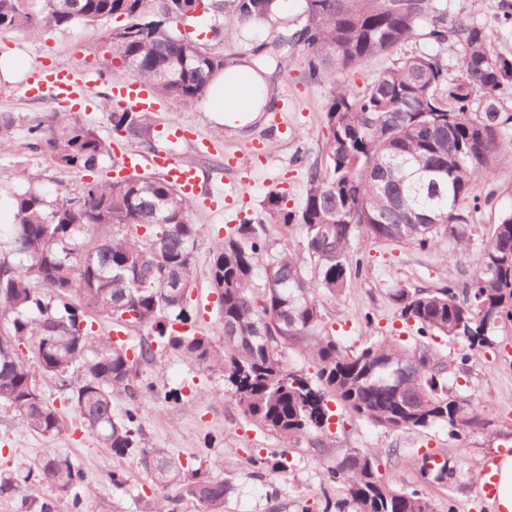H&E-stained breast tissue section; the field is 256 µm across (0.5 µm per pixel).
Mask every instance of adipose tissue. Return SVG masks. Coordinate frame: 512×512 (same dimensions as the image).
<instances>
[{"label":"adipose tissue","instance_id":"ef3b65f1","mask_svg":"<svg viewBox=\"0 0 512 512\" xmlns=\"http://www.w3.org/2000/svg\"><path fill=\"white\" fill-rule=\"evenodd\" d=\"M265 79L243 63H234L212 80L208 92V110L213 118L225 113H241L251 121L268 103Z\"/></svg>","mask_w":512,"mask_h":512}]
</instances>
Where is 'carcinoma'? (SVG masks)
<instances>
[{
    "instance_id": "obj_1",
    "label": "carcinoma",
    "mask_w": 512,
    "mask_h": 512,
    "mask_svg": "<svg viewBox=\"0 0 512 512\" xmlns=\"http://www.w3.org/2000/svg\"><path fill=\"white\" fill-rule=\"evenodd\" d=\"M305 22L274 45L253 49L256 68L293 43L306 53L308 75L330 85L324 164L309 167L302 207L290 211L273 193L271 216L302 231L299 253L274 250L262 224L237 225L213 242L206 278L217 296L224 338L184 329L195 315L190 292L199 273L195 253L205 227L190 219L193 199L154 174L82 182L55 194L23 167L5 191L15 223L0 233V406L17 424L43 437L65 430L45 397L48 377L66 396L85 429L116 457L134 456L160 490L175 486L198 512H224L234 484L209 472L184 470L166 448L149 445L136 402L153 391L144 382L157 349L179 352L208 370L224 372L241 414L285 447L321 442L311 434L340 403L356 418L388 430L448 425L452 435L481 425L471 403L448 389L447 365L426 338H464L470 349L489 344L491 323L512 319V209L489 231L481 265L465 296L457 286H400L389 298L412 321L413 348L368 337L348 350L325 334V304L340 299L362 259L353 242L411 244L422 251L443 239H469L465 205L490 204L480 188L494 168L512 164V58L495 52L491 35L471 13L448 19V0H304ZM0 0V30L37 38L49 27L112 22L101 47V72L131 80L182 107L199 102L230 58L194 42L179 23L214 12L223 26L268 22L279 0ZM425 37L459 45L448 66L440 53L407 54L402 46ZM378 56L391 65L361 88L336 80ZM112 132L153 147L155 117L112 109ZM20 117L0 113V151ZM24 148L50 152L59 168L94 172L113 163L112 146L75 121L62 128L30 123ZM442 217L439 224L424 216ZM264 280L255 281L259 259ZM138 332L97 336L90 316ZM181 325L176 329L175 325ZM147 334H141V331ZM297 346L314 377L289 366L284 350ZM125 396L129 407L113 409ZM377 448L350 451L327 470L323 512H436L418 489L380 470ZM33 482L69 497L84 512L93 492L89 471L47 450L28 469L0 477V497H20Z\"/></svg>"
}]
</instances>
